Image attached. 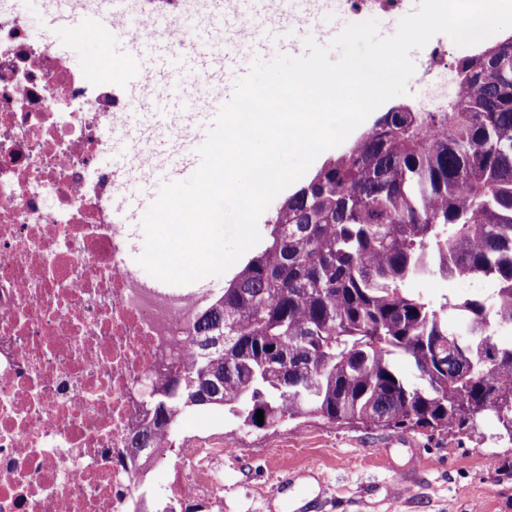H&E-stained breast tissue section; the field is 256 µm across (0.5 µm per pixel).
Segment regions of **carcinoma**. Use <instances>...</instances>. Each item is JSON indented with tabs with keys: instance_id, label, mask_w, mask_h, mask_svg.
<instances>
[{
	"instance_id": "carcinoma-1",
	"label": "carcinoma",
	"mask_w": 512,
	"mask_h": 512,
	"mask_svg": "<svg viewBox=\"0 0 512 512\" xmlns=\"http://www.w3.org/2000/svg\"><path fill=\"white\" fill-rule=\"evenodd\" d=\"M450 66L446 112L381 113L285 197L259 247L202 311L189 367L154 386L133 448L176 443L209 370L240 424L463 433L490 415L512 442V34ZM492 295L425 299L432 278ZM224 346L206 350L207 337ZM404 358L416 381L396 367Z\"/></svg>"
}]
</instances>
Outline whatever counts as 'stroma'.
I'll return each mask as SVG.
<instances>
[{
    "mask_svg": "<svg viewBox=\"0 0 512 512\" xmlns=\"http://www.w3.org/2000/svg\"><path fill=\"white\" fill-rule=\"evenodd\" d=\"M211 433L237 451L224 460L223 512H296L319 495L324 512H512V442L489 418L464 434L413 432L410 448L391 429L312 417L257 430L207 407L189 411L179 429L187 443ZM416 455L417 481L403 486L398 472ZM282 479L283 499L266 501Z\"/></svg>",
    "mask_w": 512,
    "mask_h": 512,
    "instance_id": "stroma-1",
    "label": "stroma"
}]
</instances>
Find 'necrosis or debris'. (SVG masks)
I'll return each mask as SVG.
<instances>
[{
  "instance_id": "4bbe7bcc",
  "label": "necrosis or debris",
  "mask_w": 512,
  "mask_h": 512,
  "mask_svg": "<svg viewBox=\"0 0 512 512\" xmlns=\"http://www.w3.org/2000/svg\"><path fill=\"white\" fill-rule=\"evenodd\" d=\"M112 0H41L33 26L0 0V512H138L129 438L159 366L183 367L207 288H165L129 255L131 227L112 221L147 160L104 167L129 97L107 72L71 70L59 15L99 14ZM313 15L356 23L405 0H306ZM131 32L187 52L223 39L219 0H123ZM448 40L419 72L423 112H444ZM223 444L150 448L168 481L151 492L169 512L217 498Z\"/></svg>"
}]
</instances>
